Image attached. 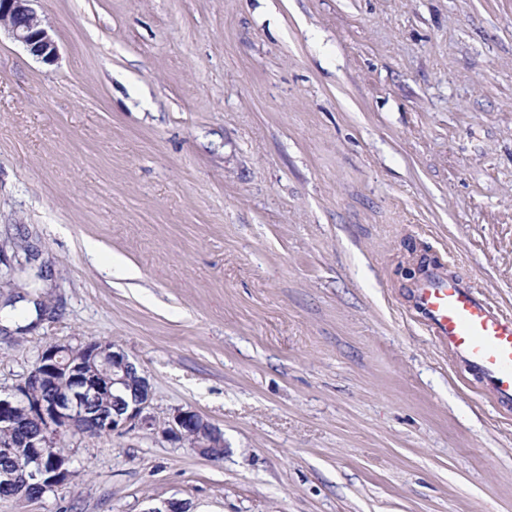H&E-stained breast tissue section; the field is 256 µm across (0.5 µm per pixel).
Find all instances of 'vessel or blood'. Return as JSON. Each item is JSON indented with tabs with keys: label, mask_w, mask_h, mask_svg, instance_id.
Instances as JSON below:
<instances>
[{
	"label": "vessel or blood",
	"mask_w": 512,
	"mask_h": 512,
	"mask_svg": "<svg viewBox=\"0 0 512 512\" xmlns=\"http://www.w3.org/2000/svg\"><path fill=\"white\" fill-rule=\"evenodd\" d=\"M412 296L430 334L486 379L501 404L512 403V316L436 265L427 267Z\"/></svg>",
	"instance_id": "1"
}]
</instances>
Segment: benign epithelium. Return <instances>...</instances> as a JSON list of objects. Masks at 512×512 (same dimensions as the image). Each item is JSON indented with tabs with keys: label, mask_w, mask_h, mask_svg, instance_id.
I'll return each mask as SVG.
<instances>
[{
	"label": "benign epithelium",
	"mask_w": 512,
	"mask_h": 512,
	"mask_svg": "<svg viewBox=\"0 0 512 512\" xmlns=\"http://www.w3.org/2000/svg\"><path fill=\"white\" fill-rule=\"evenodd\" d=\"M34 0H0V28H5L32 56L52 63L57 43L51 26L32 7ZM152 399L146 376L110 341L72 347L50 345L14 392L0 396V424L12 430L21 414L38 424L0 448L16 463L0 479V498L17 495L20 483L41 496L62 487L72 476L67 456L46 460V448L69 435H104L135 425L149 427L144 414ZM166 435L172 441L190 436L191 447L208 458L224 456V435L193 410H179Z\"/></svg>",
	"instance_id": "benign-epithelium-1"
}]
</instances>
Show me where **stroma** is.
I'll list each match as a JSON object with an SVG mask.
<instances>
[{
	"label": "stroma",
	"instance_id": "35a3bbf8",
	"mask_svg": "<svg viewBox=\"0 0 512 512\" xmlns=\"http://www.w3.org/2000/svg\"><path fill=\"white\" fill-rule=\"evenodd\" d=\"M33 7L55 62L0 34V395L109 340L152 425L0 512H512V412L412 298L434 257L512 313V0ZM187 409L222 459L166 438Z\"/></svg>",
	"mask_w": 512,
	"mask_h": 512
}]
</instances>
